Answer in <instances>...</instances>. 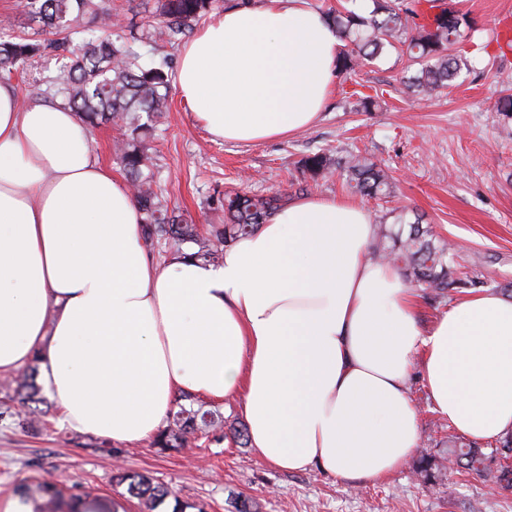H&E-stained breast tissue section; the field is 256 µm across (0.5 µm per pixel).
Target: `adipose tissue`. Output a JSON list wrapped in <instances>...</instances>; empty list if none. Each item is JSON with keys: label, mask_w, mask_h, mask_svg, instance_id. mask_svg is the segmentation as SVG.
I'll return each mask as SVG.
<instances>
[{"label": "adipose tissue", "mask_w": 512, "mask_h": 512, "mask_svg": "<svg viewBox=\"0 0 512 512\" xmlns=\"http://www.w3.org/2000/svg\"><path fill=\"white\" fill-rule=\"evenodd\" d=\"M340 46L307 0L231 7L182 48L175 89L215 138H285L318 119ZM141 218L75 112L0 83V374L38 361L62 423L131 444L179 393L234 399L276 468L377 481L417 446L418 360L455 430L512 436V300L476 292L421 325L361 206L298 198L218 266L155 260Z\"/></svg>", "instance_id": "ef3b65f1"}]
</instances>
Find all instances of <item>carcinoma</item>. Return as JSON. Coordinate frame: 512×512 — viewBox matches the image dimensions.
<instances>
[{"label": "carcinoma", "mask_w": 512, "mask_h": 512, "mask_svg": "<svg viewBox=\"0 0 512 512\" xmlns=\"http://www.w3.org/2000/svg\"><path fill=\"white\" fill-rule=\"evenodd\" d=\"M215 0H156L158 20L130 22L112 36L95 31L111 24L112 8L105 0H22L31 21L39 25L30 35L0 36V81L23 78L28 66L52 52L64 60L57 73L30 91L32 95L52 96L76 112L89 128L111 124L121 130L113 149L116 163L124 171L127 183L143 215L147 242H173L177 246L194 245L191 257L204 263L216 262L224 248L254 233L260 225L288 204V193L264 195L246 192L224 193V224L201 235L196 226L169 208L155 180L150 154L155 122L169 111L172 74L163 64L143 61L146 47L158 43L173 46L178 36L191 29L211 10ZM372 9L359 13L349 8L329 9L325 18L332 26L344 50L337 61V74L354 82L349 96L356 98L365 112L380 107L379 94L361 91L358 73L386 49L406 58V69L413 74L400 82V91L423 97L439 96L454 86L461 71L469 68L473 56L463 49L471 40V20L451 6L428 13L420 0H371ZM500 112H512V79L499 80ZM336 170L348 192L374 199L391 195L393 183L388 170L360 154L335 156L329 150L314 153L302 161L304 192L318 184L326 173ZM398 229L381 221L371 245V255L400 270L405 281L425 291L433 301L447 296L453 285L475 286L478 281L463 272L457 249L435 235L431 228L407 215L396 217ZM36 367L26 368L14 380V392L23 402L33 405L31 414H42L37 405L44 403L36 383ZM226 421L209 411L177 404L167 426L157 435L154 445L162 450L182 448L189 435L203 428L223 427ZM448 455L457 467L479 471L485 457L476 448H463L448 437ZM120 484L128 483L129 494L148 509L168 496V490L143 475L121 474ZM35 494L42 501L40 512H79L76 503L65 499L57 482H40Z\"/></svg>", "instance_id": "obj_1"}]
</instances>
